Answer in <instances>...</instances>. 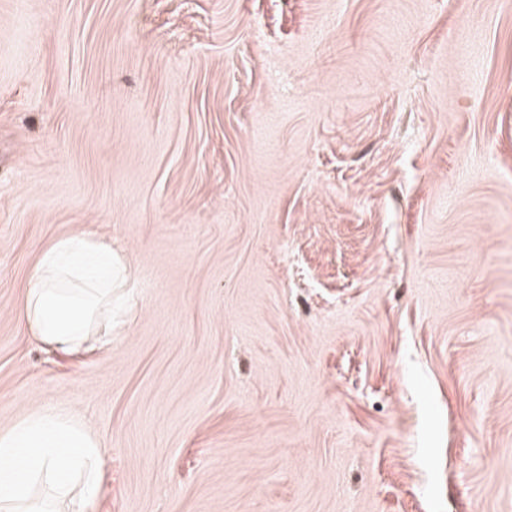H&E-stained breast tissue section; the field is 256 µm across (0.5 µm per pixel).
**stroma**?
Returning a JSON list of instances; mask_svg holds the SVG:
<instances>
[{
	"label": "stroma",
	"mask_w": 512,
	"mask_h": 512,
	"mask_svg": "<svg viewBox=\"0 0 512 512\" xmlns=\"http://www.w3.org/2000/svg\"><path fill=\"white\" fill-rule=\"evenodd\" d=\"M126 267L109 346L20 322ZM93 512H512V0H0V432ZM121 274L111 244L85 232L61 236L26 281L22 319L41 342L64 351L78 352L101 333L112 337V280ZM105 450L69 414H28L0 433V511L89 512L100 493ZM52 484L51 496L33 489L35 477Z\"/></svg>",
	"instance_id": "obj_1"
}]
</instances>
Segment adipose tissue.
I'll return each mask as SVG.
<instances>
[{"instance_id": "ef3b65f1", "label": "adipose tissue", "mask_w": 512, "mask_h": 512, "mask_svg": "<svg viewBox=\"0 0 512 512\" xmlns=\"http://www.w3.org/2000/svg\"><path fill=\"white\" fill-rule=\"evenodd\" d=\"M122 274L112 247L82 232L41 253L22 295L21 316L41 342L77 352L111 333L112 283ZM105 450L73 416L43 410L0 433V512H90Z\"/></svg>"}]
</instances>
